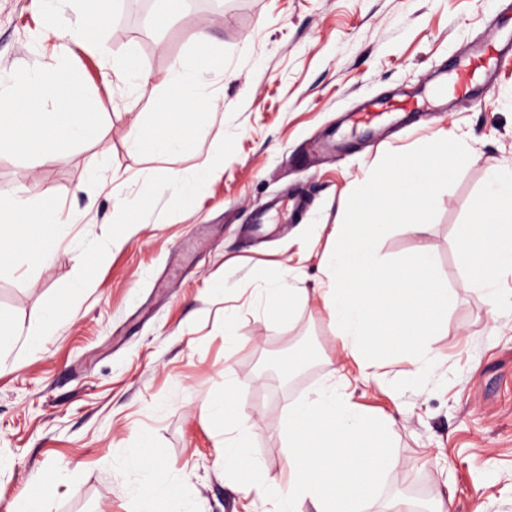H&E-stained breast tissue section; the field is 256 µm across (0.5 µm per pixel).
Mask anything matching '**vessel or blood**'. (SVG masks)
I'll return each mask as SVG.
<instances>
[{
  "label": "vessel or blood",
  "mask_w": 512,
  "mask_h": 512,
  "mask_svg": "<svg viewBox=\"0 0 512 512\" xmlns=\"http://www.w3.org/2000/svg\"><path fill=\"white\" fill-rule=\"evenodd\" d=\"M512 55V37L500 36L496 40L475 41L465 53L455 55L448 68L431 89L430 98L454 94L458 102L464 103L471 97L472 86L477 81L491 83L505 57ZM305 208L302 199L294 196L278 197L254 216L255 223L281 224L295 220Z\"/></svg>",
  "instance_id": "b4317fda"
}]
</instances>
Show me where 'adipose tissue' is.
Returning a JSON list of instances; mask_svg holds the SVG:
<instances>
[{
    "label": "adipose tissue",
    "instance_id": "1",
    "mask_svg": "<svg viewBox=\"0 0 512 512\" xmlns=\"http://www.w3.org/2000/svg\"><path fill=\"white\" fill-rule=\"evenodd\" d=\"M223 72L222 58L205 37H198L193 52L174 59L166 71L163 82L175 95L158 102L153 127L132 143V150L167 157L184 146L188 118L210 111L214 104L207 74ZM175 115L184 116V123L172 125ZM223 166L224 150L219 147L201 169L173 172L163 179L162 187L174 195H190ZM75 221L74 215H60L47 194L1 193L0 276L40 262ZM457 250L469 287L483 293L488 314L497 316L507 305L499 281L512 276V167L491 170L457 239ZM348 384L347 377H340L289 408L284 427L286 479L277 482L246 451L249 426L236 399L239 381L232 370H225L223 399L207 404L203 412L220 424L219 444L228 479L244 494L275 500L277 512H366L369 499L394 463L392 422L360 410L345 392ZM112 469L128 477L132 498L168 489L170 512H200L195 498L175 492L176 479L158 463L150 440L113 458Z\"/></svg>",
    "mask_w": 512,
    "mask_h": 512
}]
</instances>
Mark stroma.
I'll use <instances>...</instances> for the list:
<instances>
[{"instance_id": "stroma-1", "label": "stroma", "mask_w": 512, "mask_h": 512, "mask_svg": "<svg viewBox=\"0 0 512 512\" xmlns=\"http://www.w3.org/2000/svg\"><path fill=\"white\" fill-rule=\"evenodd\" d=\"M144 5L158 2L122 0L104 40L110 55L139 52L150 75L144 92L104 83L100 57L73 48L111 134L66 162L0 154V189L26 183L80 216L43 263L0 278V314L24 329L0 346V512H16L44 472L58 477L49 512H165L164 496L132 502L111 472L113 457L146 436L203 512H275L225 481L218 432L201 407L223 393L232 369L251 452L279 476L289 407L346 362L316 293L318 254L385 153L449 134L470 158L439 195L428 231L401 227L377 246L383 259L427 251L451 303L432 338L429 386L393 389L417 373L399 355L381 360L378 380L351 387L354 402L392 417L397 434L396 464L368 510L388 512L397 500L432 506L448 493L450 512H512V311L487 314L456 253L489 170L512 164V63L474 102L442 101L403 129L343 121L380 96L425 97L449 57L490 36L501 0H187L158 30L142 22ZM39 12L38 0H0V72L56 66L52 41L34 36ZM200 33L229 75L215 107L169 158L131 151L166 92L161 78ZM219 146L223 172L187 201L137 179L147 168L198 169ZM286 192L306 197V213L258 231L253 214ZM120 194L141 205L117 227ZM277 277L297 299L289 315L268 317L252 291ZM53 306L59 328L29 347L27 331ZM298 349L308 353L302 375L284 381Z\"/></svg>"}]
</instances>
